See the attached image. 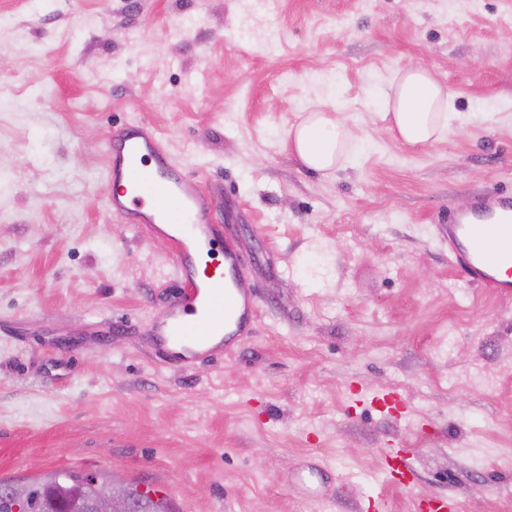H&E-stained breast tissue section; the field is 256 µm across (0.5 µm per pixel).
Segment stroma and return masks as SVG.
<instances>
[{
	"mask_svg": "<svg viewBox=\"0 0 512 512\" xmlns=\"http://www.w3.org/2000/svg\"><path fill=\"white\" fill-rule=\"evenodd\" d=\"M416 64L457 115L410 148L374 112ZM319 102L356 143L328 176L282 141ZM131 120L203 181L259 308L185 370L145 342L170 246L105 205L104 135ZM497 190L512 0H0V478L108 470L178 512H512V294L438 232ZM382 473L388 482L397 479V483L410 491L414 485L410 453L392 449L385 450L382 460Z\"/></svg>",
	"mask_w": 512,
	"mask_h": 512,
	"instance_id": "obj_1",
	"label": "stroma"
}]
</instances>
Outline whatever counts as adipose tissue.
I'll list each match as a JSON object with an SVG mask.
<instances>
[{"mask_svg": "<svg viewBox=\"0 0 512 512\" xmlns=\"http://www.w3.org/2000/svg\"><path fill=\"white\" fill-rule=\"evenodd\" d=\"M455 113L453 95L421 65L393 75L377 115L407 147H425L448 134ZM288 144L308 169L330 174L349 161L350 134L331 113L312 109L287 133Z\"/></svg>", "mask_w": 512, "mask_h": 512, "instance_id": "1", "label": "adipose tissue"}]
</instances>
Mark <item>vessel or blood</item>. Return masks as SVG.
Instances as JSON below:
<instances>
[{"instance_id": "b4317fda", "label": "vessel or blood", "mask_w": 512, "mask_h": 512, "mask_svg": "<svg viewBox=\"0 0 512 512\" xmlns=\"http://www.w3.org/2000/svg\"><path fill=\"white\" fill-rule=\"evenodd\" d=\"M105 146L109 211L171 247L175 300L148 330L157 356L187 366L232 349L252 334L257 304L240 286L243 254L234 239L224 237L201 185H190L141 122L108 131ZM160 198L166 207H157ZM444 231L448 259L469 284L512 292V191L478 195L466 211H449ZM382 473L405 488L414 485L407 452L385 450Z\"/></svg>"}]
</instances>
